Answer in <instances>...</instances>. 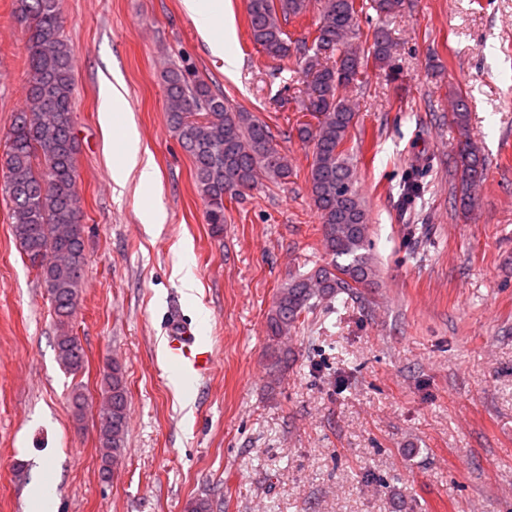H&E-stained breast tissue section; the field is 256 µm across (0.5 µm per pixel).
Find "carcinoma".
Masks as SVG:
<instances>
[{"instance_id": "carcinoma-1", "label": "carcinoma", "mask_w": 512, "mask_h": 512, "mask_svg": "<svg viewBox=\"0 0 512 512\" xmlns=\"http://www.w3.org/2000/svg\"><path fill=\"white\" fill-rule=\"evenodd\" d=\"M311 0H247L248 25L254 42L310 78L303 111L315 122L297 128L312 149L308 184L322 223V247L329 261L288 280L279 288L267 315L268 340L279 342L296 327L315 301L353 295L376 283L366 210L356 189V172L343 146L357 111L340 89L359 80L368 60L351 43L358 35L363 8L356 0H318L310 24L311 40L292 41L283 22L309 12ZM403 0H373L379 18L395 15ZM18 20L28 33L26 106L14 114L0 161L9 198L13 237L30 266L37 270L51 302L57 329V358L76 376L85 368V350L72 330L82 292L85 227L76 192L79 144L73 132V53L62 35L60 0H19ZM372 57L390 67L392 37L382 23L371 31ZM169 108L167 123L193 163L194 180L215 237L224 234V197L232 199L262 180L285 182L293 174L288 156L273 145L274 135L252 113L235 109L203 80H190L179 69L164 75ZM466 101H455L453 121L468 126ZM462 186L483 179L485 159L468 142L458 152ZM100 393L105 400L99 418L102 477L109 479L122 462L128 432L125 371L114 361L103 370ZM72 417L82 425L87 395L80 384L68 396ZM209 495L191 499L185 512H215Z\"/></svg>"}]
</instances>
